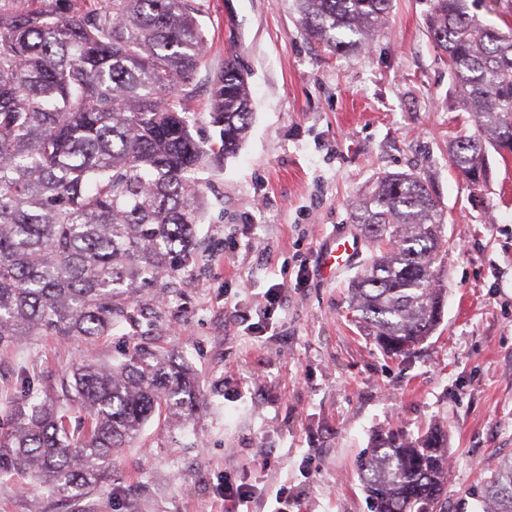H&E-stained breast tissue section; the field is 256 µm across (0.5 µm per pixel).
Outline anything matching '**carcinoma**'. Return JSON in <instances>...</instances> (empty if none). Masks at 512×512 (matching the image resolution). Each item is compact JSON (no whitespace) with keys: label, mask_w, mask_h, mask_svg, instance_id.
<instances>
[{"label":"carcinoma","mask_w":512,"mask_h":512,"mask_svg":"<svg viewBox=\"0 0 512 512\" xmlns=\"http://www.w3.org/2000/svg\"><path fill=\"white\" fill-rule=\"evenodd\" d=\"M294 2L310 42L359 53L390 0ZM199 13L195 0H0V345L102 336L132 318L141 287L162 288L193 261L206 206L197 174L237 154L253 114L233 58L211 76L207 111L193 107ZM426 25L473 117L476 132L451 140L448 156L476 191L487 147L512 135V25L483 23L467 0H432ZM204 120L217 130L207 142L193 135ZM351 219L368 255L349 307L384 354H410L443 315L440 198L414 173L385 175ZM61 391L7 414L0 476L33 478L67 507L108 485L155 415L184 425L205 406L187 365L138 342L112 364L73 366ZM359 471L371 512H445L438 427L377 433ZM489 471L482 512H512V457Z\"/></svg>","instance_id":"obj_1"}]
</instances>
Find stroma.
Listing matches in <instances>:
<instances>
[{
    "label": "stroma",
    "mask_w": 512,
    "mask_h": 512,
    "mask_svg": "<svg viewBox=\"0 0 512 512\" xmlns=\"http://www.w3.org/2000/svg\"><path fill=\"white\" fill-rule=\"evenodd\" d=\"M197 2L196 100L231 56L254 109L238 154L202 174L196 257L163 298L142 289L132 319L105 335L0 346V410L137 341L191 367L207 408L185 428L150 420L91 512H221L228 478L261 490L255 512H273L280 489L290 512H369L357 460L372 436L434 426L448 436L446 512H480L489 467L512 456V154L489 152L476 194L451 166L448 143L471 124L427 33L429 0H392L362 54L309 42L293 0ZM385 172L420 175L447 213L443 317L392 358L349 308L361 260L332 278L318 265L324 243L355 236L350 205ZM276 284L288 295L272 309Z\"/></svg>",
    "instance_id": "35a3bbf8"
}]
</instances>
